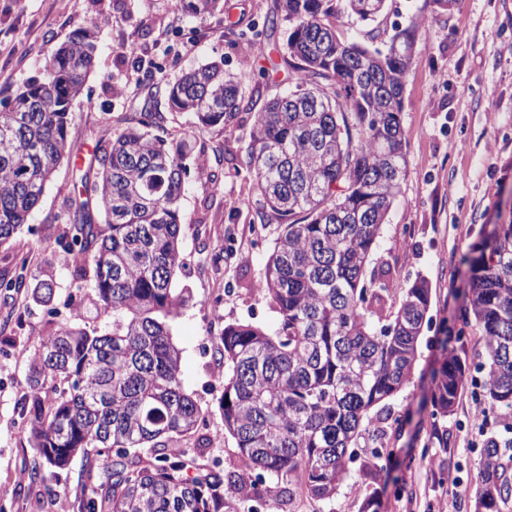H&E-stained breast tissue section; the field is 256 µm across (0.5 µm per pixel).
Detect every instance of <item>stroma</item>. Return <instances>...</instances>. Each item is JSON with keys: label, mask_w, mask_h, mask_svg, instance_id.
<instances>
[{"label": "stroma", "mask_w": 512, "mask_h": 512, "mask_svg": "<svg viewBox=\"0 0 512 512\" xmlns=\"http://www.w3.org/2000/svg\"><path fill=\"white\" fill-rule=\"evenodd\" d=\"M416 23L419 39L403 90V149L407 176L384 224L365 277L385 274L396 288L426 279L431 288L429 327L424 328L410 381L387 404L392 416L381 439L392 460L413 457L399 486H388L378 512H474V492L487 439L500 432L502 412L486 407L482 389L483 340L476 325L458 318L460 296L470 286L462 257L489 236L494 224L512 220V0H453L448 11L425 0H386L373 21L351 29L349 38L381 46L394 25ZM97 25L95 68L73 106L63 159L47 183L27 228L0 243V281L14 278L25 262L28 278L52 274L51 306L33 301L29 288H0V512H78L93 483L81 458L46 485L29 489L28 474L39 458L29 442L23 395L34 349L57 315L80 307L87 329L104 330L112 315L92 301L87 282L75 279L55 239L70 231L66 202L74 192L75 170L87 163L99 140L124 128L140 112L161 114L153 132L165 138L192 135L201 166L191 167L181 200V247L185 266L173 278L188 289L189 306L171 323L182 352L184 389L197 399L203 420L196 434L177 440L192 451L199 438H212L209 457L232 465L235 441L224 433L219 401L224 365L199 346L219 335L224 324L249 321L272 328L276 314L254 289L262 279L275 239L260 225L247 201L253 181L234 171L229 157L243 158L254 114L287 78L279 50L283 30L260 32L253 41L228 35L222 14L205 21L175 17L171 0H0V111L16 94L42 78L46 59L71 36ZM136 44L150 77L139 80L122 48ZM242 78L253 98L238 124L196 131L191 114L171 111L164 85L191 67L215 59ZM221 192H213V181ZM261 226V225H260ZM222 298L221 317L208 304ZM462 330L448 348L465 364V385L448 417L432 420L420 407L440 353L434 344L443 328ZM402 424H394L396 416ZM448 439L429 447L434 431Z\"/></svg>", "instance_id": "obj_1"}]
</instances>
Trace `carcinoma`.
Segmentation results:
<instances>
[{
    "label": "carcinoma",
    "mask_w": 512,
    "mask_h": 512,
    "mask_svg": "<svg viewBox=\"0 0 512 512\" xmlns=\"http://www.w3.org/2000/svg\"><path fill=\"white\" fill-rule=\"evenodd\" d=\"M263 25L288 26L283 61L288 88L256 113L242 165L253 178L262 222L277 225L256 291L278 314L267 331L224 324L212 338L224 358L220 405L238 462L205 460L210 439L188 457L162 440L196 433L202 408L181 380V351L169 321L189 303L172 282L183 265L180 201L194 142L164 139L136 124L96 146L75 172L70 232L55 241L73 274L112 312V330L89 333L81 310L40 338L25 408L33 448L66 469L77 454L103 459L80 512H323L357 458L355 448L387 421L386 402L409 382L430 309L426 280L402 289L369 288L364 270L407 172L402 93L419 28L394 26L389 49L348 40L344 30L373 20L386 0H278ZM181 15L224 14L239 38L253 24L221 0H178ZM92 29L76 33L0 112V243L38 207L45 185L70 151L74 102L95 66ZM169 108L201 129L232 126L250 110L240 82L212 61L165 89ZM103 223H98V219ZM473 288L461 317L482 331L484 394L504 412L503 431L485 445L475 512H505L512 465V221L491 244L465 256ZM49 304L52 278L32 287ZM437 338L443 360L432 372V417L451 412L465 369ZM54 397L46 400V383Z\"/></svg>",
    "instance_id": "obj_1"
}]
</instances>
